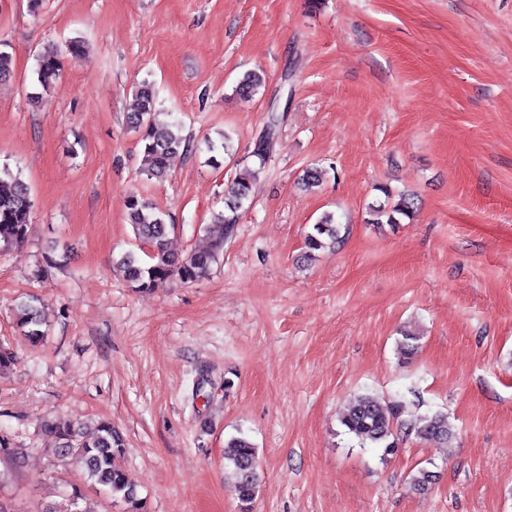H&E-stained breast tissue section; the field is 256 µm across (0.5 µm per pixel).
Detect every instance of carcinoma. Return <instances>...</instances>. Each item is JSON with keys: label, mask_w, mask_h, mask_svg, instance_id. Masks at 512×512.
<instances>
[{"label": "carcinoma", "mask_w": 512, "mask_h": 512, "mask_svg": "<svg viewBox=\"0 0 512 512\" xmlns=\"http://www.w3.org/2000/svg\"><path fill=\"white\" fill-rule=\"evenodd\" d=\"M64 67L63 58L54 50L41 53L37 59V81L42 89L57 86ZM265 76L258 71H248L239 80L236 93L242 99H251L265 87ZM158 99L153 87L142 84L133 90V105L126 113L127 127L137 133L143 144L144 175L149 180L167 177L170 162L178 154L191 151L190 139L181 134L178 121H160L157 112ZM281 117L269 116L266 125L255 141L251 156L259 166H264L279 133ZM386 201L369 206L371 223L399 224L401 218L410 217L413 210L411 198L400 194L393 199V192L386 186L379 188ZM251 199V185L246 178L236 180L224 198V211L213 214L214 224L208 226L210 245L204 250L179 253L169 246L171 225L165 222L164 213L148 198L131 192L126 199L127 221L132 225L138 240V250H128L116 260L130 287L136 291H151L171 281L193 283L211 276L215 266L224 258V245L232 237L238 222L239 211ZM31 199L28 185L20 174L8 168L0 169V253L10 252L22 246L30 232ZM341 241V225L333 214L326 213L313 224V231L306 236L305 258L310 259L317 251L333 249ZM18 326L30 342L38 343L44 336L43 311L40 305L29 301L18 306ZM419 337L406 332L400 341V352L409 360L419 348ZM402 406L363 394L355 397L345 409L341 424L350 434L363 443L382 449V456L394 453L398 448L397 431L403 427L415 433L426 443L448 440L451 427L448 417L442 413L423 415L414 422L400 421ZM42 434L60 456L76 457L93 484L100 486L114 500L128 506L127 512H148L146 502L139 497L135 486L126 473L115 465V458L123 453L125 439L110 421H101L94 430L75 429L62 420L43 423ZM224 459L234 480L235 490L242 505V512H249L259 487L257 452L245 436L231 439ZM80 488L72 489L66 502L49 504L43 512H82Z\"/></svg>", "instance_id": "carcinoma-1"}]
</instances>
